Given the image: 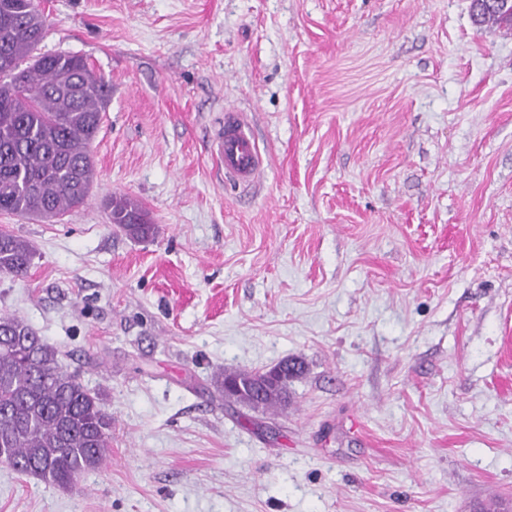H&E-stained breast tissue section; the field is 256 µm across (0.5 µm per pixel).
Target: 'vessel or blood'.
I'll use <instances>...</instances> for the list:
<instances>
[{"instance_id": "b4317fda", "label": "vessel or blood", "mask_w": 512, "mask_h": 512, "mask_svg": "<svg viewBox=\"0 0 512 512\" xmlns=\"http://www.w3.org/2000/svg\"><path fill=\"white\" fill-rule=\"evenodd\" d=\"M210 152L225 180L233 183L253 185L264 170L265 160L244 112L225 111L222 123L210 140Z\"/></svg>"}]
</instances>
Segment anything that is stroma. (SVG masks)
<instances>
[{"label": "stroma", "instance_id": "35a3bbf8", "mask_svg": "<svg viewBox=\"0 0 512 512\" xmlns=\"http://www.w3.org/2000/svg\"><path fill=\"white\" fill-rule=\"evenodd\" d=\"M42 54L112 84L84 204L0 212V277L112 418L0 512H512V27L470 0H40ZM267 158L226 183L225 107ZM127 196L155 233L111 224ZM296 358L288 407L223 373ZM29 244L13 233L0 229V276L22 278L28 274L33 260Z\"/></svg>", "mask_w": 512, "mask_h": 512}]
</instances>
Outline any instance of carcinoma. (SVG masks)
I'll use <instances>...</instances> for the list:
<instances>
[{"instance_id": "cac0c4a2", "label": "carcinoma", "mask_w": 512, "mask_h": 512, "mask_svg": "<svg viewBox=\"0 0 512 512\" xmlns=\"http://www.w3.org/2000/svg\"><path fill=\"white\" fill-rule=\"evenodd\" d=\"M476 10L480 26L512 24V0ZM45 17L36 0H0V54L13 63L0 84V175L15 190L0 199V212L51 220L84 203L95 181L90 146L112 85L76 54H37ZM110 223L132 237L152 230L139 203L108 201ZM29 244L0 229V276L22 278L33 260ZM281 378L236 393L259 411L288 406V380L304 366L284 362ZM112 418L97 394L64 369L57 349L22 318L0 315V462L18 473L66 487L108 459Z\"/></svg>"}]
</instances>
